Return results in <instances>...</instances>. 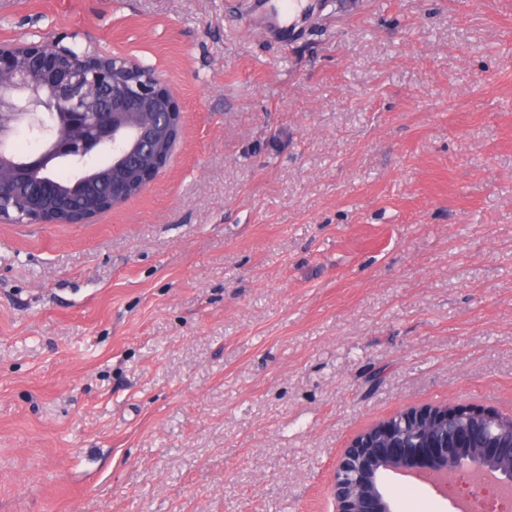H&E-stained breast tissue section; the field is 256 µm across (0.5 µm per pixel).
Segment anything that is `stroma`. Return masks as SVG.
I'll return each mask as SVG.
<instances>
[{"label": "stroma", "instance_id": "1", "mask_svg": "<svg viewBox=\"0 0 512 512\" xmlns=\"http://www.w3.org/2000/svg\"><path fill=\"white\" fill-rule=\"evenodd\" d=\"M55 40L183 123L137 196L0 224V512H335L372 425L512 415V0H0Z\"/></svg>", "mask_w": 512, "mask_h": 512}]
</instances>
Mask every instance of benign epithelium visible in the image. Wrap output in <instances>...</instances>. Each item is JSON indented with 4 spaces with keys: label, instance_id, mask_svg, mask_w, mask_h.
I'll list each match as a JSON object with an SVG mask.
<instances>
[{
    "label": "benign epithelium",
    "instance_id": "1",
    "mask_svg": "<svg viewBox=\"0 0 512 512\" xmlns=\"http://www.w3.org/2000/svg\"><path fill=\"white\" fill-rule=\"evenodd\" d=\"M47 126L45 146L19 160L8 141L20 124ZM182 112L155 71L52 42L0 47V224H80L75 199L102 184L100 207L141 193L169 157ZM106 155L104 166H90ZM73 166L67 185L45 171ZM384 471L422 474L444 485L465 471L512 489V418L458 406L405 410L356 436L334 472L336 512H392Z\"/></svg>",
    "mask_w": 512,
    "mask_h": 512
}]
</instances>
